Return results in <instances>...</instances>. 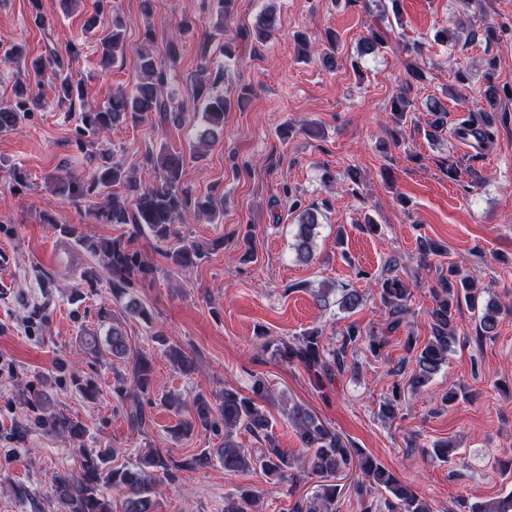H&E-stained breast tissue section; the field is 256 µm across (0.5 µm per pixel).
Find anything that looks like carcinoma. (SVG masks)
Wrapping results in <instances>:
<instances>
[{
	"mask_svg": "<svg viewBox=\"0 0 512 512\" xmlns=\"http://www.w3.org/2000/svg\"><path fill=\"white\" fill-rule=\"evenodd\" d=\"M236 9V0H212L211 23L215 29H224V23ZM196 26L190 20L178 23L175 34L166 42L161 55L143 47L138 51L140 82L130 93L117 91L103 104L85 101L82 83L72 78L70 62L79 53L76 44L66 48V56L56 52L45 59L31 63L34 71L47 68L54 71L57 83L54 92L64 103H80L79 125L76 127L78 146L85 144V138L96 136L125 122L134 124L156 120L164 123L176 121L179 115L173 113L164 98L167 70L173 67L180 57L182 38ZM278 29V17L273 9L259 14L254 25L256 40L265 42L271 39ZM327 49L321 53L322 64L330 69L337 66V36L330 32L326 37ZM388 44L386 33L380 28L369 27L367 36L361 38L359 57L373 55ZM101 65L105 68L115 64L126 53L122 24L115 20L112 31L99 44ZM494 64L487 63L484 99L491 111H496L500 99L499 90L491 82ZM226 70L218 69L203 80L197 87L203 97L201 118L205 128L200 131V142L214 139L224 132V113L230 111L232 102L219 94L206 93L207 83L225 80ZM39 107L38 98L24 82L18 83L13 97L0 103V133L17 127L20 121L31 116ZM411 102L401 92L391 101V115L399 123L410 112ZM426 110L432 120L428 122L427 136L434 138L448 130V109L431 99ZM91 166L87 179L70 177L55 184L60 195L79 200L90 196L100 198L98 209L92 216L106 224H130L134 233L149 235L159 244L158 250L166 263L177 270L197 265L209 254L210 249L218 248L217 240L208 248L196 241H187L180 236L176 224L183 213L194 208L199 214L214 220L223 212L221 198L215 191L204 196H194L183 185L185 156L180 151L166 147L146 155L147 164L159 172L158 183L145 186L123 164L111 160L104 153L88 152ZM120 192H114V189ZM298 211V231L294 244L296 259L308 263L313 259L314 230L318 218L311 207H301L299 201L292 203ZM60 236L77 241L93 257L102 256L106 260L105 271L112 295L124 300V313L151 320L145 302L136 294L139 285L154 280L155 267L140 250L131 247V239L121 234L112 238L93 239L82 236L74 225H56ZM420 259L428 262L431 256L444 257L447 251L434 242L422 238L419 241ZM397 263L389 262L384 274L377 279L376 288L381 306L388 310L390 321L382 327V332L364 330L361 325L351 322L338 333L336 342L328 346L323 331L309 329L294 338L292 342L275 340L263 334L261 349L272 351V355L283 361L298 363L319 383L330 382L335 376L344 373L346 368L355 367L348 356L355 354L363 344L371 355L379 358L388 347L387 331L398 329L408 311L407 302L411 291L403 280L395 274ZM434 299L428 311L432 335L423 344L409 336L404 342L407 356L400 361L398 370H403L406 362L412 361L415 369L409 382L412 392L425 387L448 361V352L455 343V314L461 302L478 311L479 334L490 336L497 327L502 314L501 307L489 302L479 307L480 289L468 274L462 273L459 266L448 263V275L442 276L431 289ZM363 296L356 290L341 289L337 304L342 310H353L362 305ZM153 341L166 348L169 360L183 373L196 368L193 353L178 344L169 342L160 331L154 333ZM85 349L93 354L106 350L112 358L124 362L130 369L128 383L117 382L112 387L113 398L121 404L131 430L145 434L151 422L147 409L152 404L150 389L152 365L149 357L141 351H133L129 336L122 323L112 319V326L106 336L105 348H100L97 334L88 332L81 339ZM271 397V390L263 378L255 380L252 395L245 396L226 388L217 398L199 392L190 406L189 417L177 423L173 432L176 436H188L196 430H203L223 439L216 448H207L198 455L175 462L159 452L148 449L140 458L139 465L133 468L114 463L115 450L108 448L96 451L82 446L76 448L79 456L78 470L58 475L54 478L51 493L46 502L59 506V512H157V479L169 482L178 479V473L185 470H199L210 465L212 457H217L226 471L260 469L267 476L288 482V495L297 488L294 481V468L325 479L305 499L292 505L289 512H336V504L341 488L336 484L340 473L351 474L358 470L357 478L349 485L356 497L360 512H378L385 507L387 512H432L428 500L402 483L374 457L360 448L347 445L343 439L324 425L318 416L300 405H293L288 418L294 424L297 436L307 449L306 460L294 457L288 449L279 446L272 423L261 403ZM24 411V421L14 427L15 438L23 442L32 431L66 436L80 444L86 429L81 421L52 406L51 396L42 392L37 395L18 394ZM244 430L264 442V448L254 453L242 447L234 439V433ZM466 512H512V491L503 498L481 504L459 503ZM263 504L257 491L240 487L236 492L224 496V512H262Z\"/></svg>",
	"mask_w": 512,
	"mask_h": 512,
	"instance_id": "cac0c4a2",
	"label": "carcinoma"
}]
</instances>
